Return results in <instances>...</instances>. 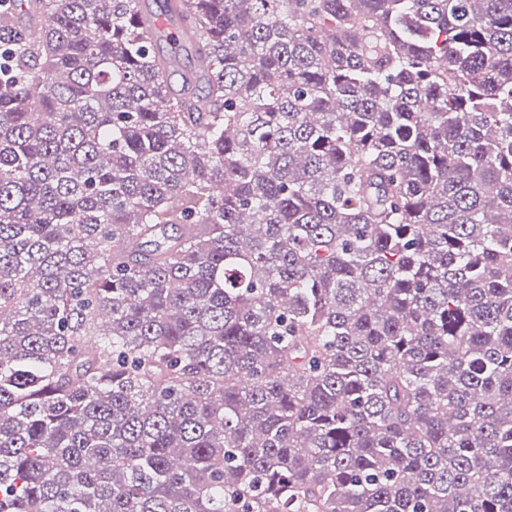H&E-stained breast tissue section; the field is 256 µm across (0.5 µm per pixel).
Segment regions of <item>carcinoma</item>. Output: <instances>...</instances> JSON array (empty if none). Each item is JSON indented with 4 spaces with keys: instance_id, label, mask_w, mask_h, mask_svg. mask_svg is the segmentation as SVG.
<instances>
[{
    "instance_id": "1",
    "label": "carcinoma",
    "mask_w": 512,
    "mask_h": 512,
    "mask_svg": "<svg viewBox=\"0 0 512 512\" xmlns=\"http://www.w3.org/2000/svg\"><path fill=\"white\" fill-rule=\"evenodd\" d=\"M0 0V512H512V0Z\"/></svg>"
}]
</instances>
